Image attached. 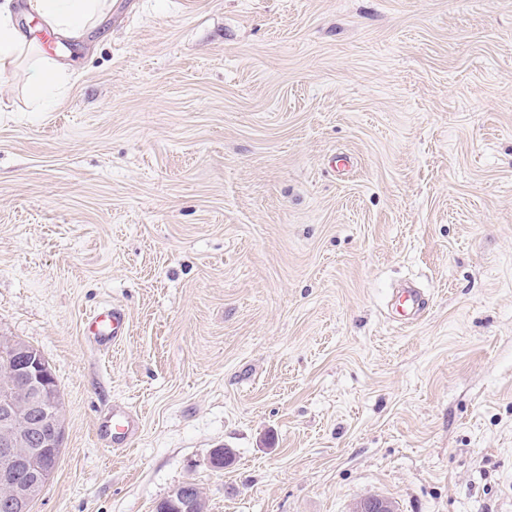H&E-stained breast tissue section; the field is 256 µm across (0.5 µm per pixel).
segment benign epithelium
<instances>
[{
    "mask_svg": "<svg viewBox=\"0 0 512 512\" xmlns=\"http://www.w3.org/2000/svg\"><path fill=\"white\" fill-rule=\"evenodd\" d=\"M0 350L20 358L12 370L18 382L13 396L0 402V461L8 487L7 500L12 512H31L56 468L57 456L41 459L42 447L59 448L64 434V417L47 363L26 343L3 336ZM183 512H204L200 491L184 485L159 501V512L169 506ZM353 512H394L391 502L379 496L358 501Z\"/></svg>",
    "mask_w": 512,
    "mask_h": 512,
    "instance_id": "1",
    "label": "benign epithelium"
}]
</instances>
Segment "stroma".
Instances as JSON below:
<instances>
[{
  "label": "stroma",
  "mask_w": 512,
  "mask_h": 512,
  "mask_svg": "<svg viewBox=\"0 0 512 512\" xmlns=\"http://www.w3.org/2000/svg\"><path fill=\"white\" fill-rule=\"evenodd\" d=\"M25 3L72 72L46 112L0 75V336L65 416L32 512H512V0H123L79 39ZM125 327V314L115 307L93 316L88 322L90 333L101 347H109L116 343L123 336ZM115 419L112 422V440L113 441H125L134 435L137 422L133 414L129 412H115L112 413V418ZM183 484H188L193 487H196V484L193 482H185ZM191 486H181L175 489L170 495L163 500H160L158 511L167 512L168 507L170 505L179 508L180 510H184V512H203L204 510V498L201 495L200 491ZM180 502L181 504H178ZM157 503V505H158ZM156 505V507H157Z\"/></svg>",
  "instance_id": "stroma-1"
}]
</instances>
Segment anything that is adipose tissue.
<instances>
[{"instance_id": "1", "label": "adipose tissue", "mask_w": 512, "mask_h": 512, "mask_svg": "<svg viewBox=\"0 0 512 512\" xmlns=\"http://www.w3.org/2000/svg\"><path fill=\"white\" fill-rule=\"evenodd\" d=\"M29 9L59 34L83 37L111 7L110 0H28ZM26 65L25 94L35 108L49 104L65 86L66 66L42 57L36 46L16 25L8 5H0V72Z\"/></svg>"}]
</instances>
